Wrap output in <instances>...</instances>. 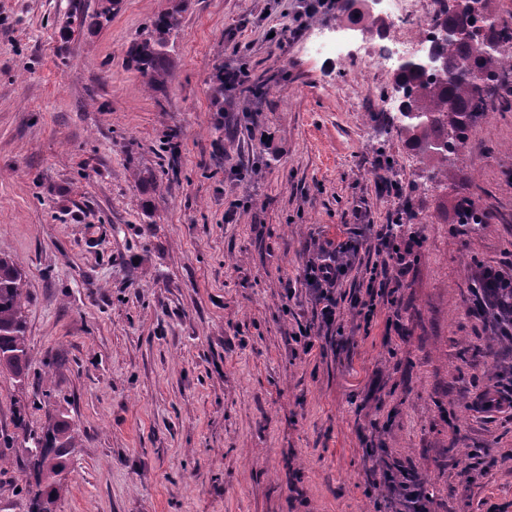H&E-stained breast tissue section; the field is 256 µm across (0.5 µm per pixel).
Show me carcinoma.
<instances>
[{
	"instance_id": "obj_1",
	"label": "carcinoma",
	"mask_w": 512,
	"mask_h": 512,
	"mask_svg": "<svg viewBox=\"0 0 512 512\" xmlns=\"http://www.w3.org/2000/svg\"><path fill=\"white\" fill-rule=\"evenodd\" d=\"M493 13L475 15L465 9H451L447 0H440V9L433 19L428 39L431 47L448 57V72L407 68L393 75L391 86L403 91L401 109H412L429 115L422 124L400 122L397 133L409 146L418 149L431 166L429 179L448 182V160L465 149L476 120L493 106L492 96L481 93L479 84L493 87L502 81L506 66L507 44L512 33L498 29L489 20ZM180 26V11L161 14L153 23L155 36L132 48L144 85L151 89L165 86L172 77L168 58L169 38ZM454 26L465 37L454 41L436 40L437 30ZM487 42L504 44L488 53ZM490 315L498 324L499 338L512 343V323L501 319L504 310L512 309V288L491 277L478 285ZM28 365V339L24 314L21 275L16 262L0 257V368L14 376L25 374ZM26 444L28 466L34 481L21 487L29 503V512H53L57 480L63 469L67 451L75 448L74 436L63 421H57L38 434L23 422L18 424Z\"/></svg>"
}]
</instances>
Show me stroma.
Returning <instances> with one entry per match:
<instances>
[{
    "instance_id": "stroma-1",
    "label": "stroma",
    "mask_w": 512,
    "mask_h": 512,
    "mask_svg": "<svg viewBox=\"0 0 512 512\" xmlns=\"http://www.w3.org/2000/svg\"><path fill=\"white\" fill-rule=\"evenodd\" d=\"M304 7L120 0L105 20L99 0H0V257L29 344L24 378L0 370V512H28L17 420L50 416L77 436L56 512H404L387 469L428 512H512V408L480 403L512 390V346L475 288L512 277V106L438 186L382 108L390 75L355 44L309 51L346 25L336 0ZM175 8L173 77L146 89L130 47ZM220 66L246 76L219 107ZM378 157L405 200L380 192ZM463 199L486 228L457 223ZM397 218L421 242L367 323L358 284ZM354 231L338 332L304 351L303 270Z\"/></svg>"
}]
</instances>
